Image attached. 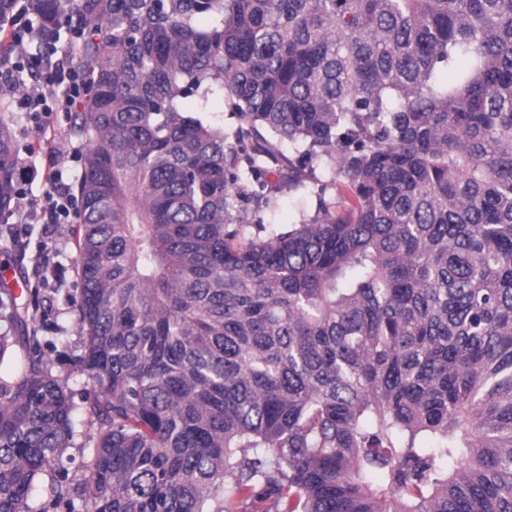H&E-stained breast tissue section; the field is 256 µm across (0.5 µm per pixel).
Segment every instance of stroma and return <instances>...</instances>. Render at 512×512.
I'll return each instance as SVG.
<instances>
[{"label":"stroma","instance_id":"35a3bbf8","mask_svg":"<svg viewBox=\"0 0 512 512\" xmlns=\"http://www.w3.org/2000/svg\"><path fill=\"white\" fill-rule=\"evenodd\" d=\"M0 120L8 124L13 146L17 153L27 148H41L60 155H70L80 142L71 132V115L58 114L48 127L35 128L29 117L22 112H8L0 107ZM316 209L315 189L284 193L279 204L273 209H261L258 218L266 226L284 230L288 225L311 218ZM32 244L26 250H18L0 242V264H7L16 270L29 290L38 292L43 308L51 316L44 324L39 339L54 375L67 381L73 394L74 403H81L83 388L78 376L75 359L83 352V333L77 323L76 299L79 295L80 280L77 272V248L75 224H61L52 238L41 240L32 235ZM44 243L50 259L61 265L62 286L44 283L36 272V243ZM95 425L86 417L78 416L75 435L65 450L69 460L68 480L72 486H80L92 460Z\"/></svg>","mask_w":512,"mask_h":512}]
</instances>
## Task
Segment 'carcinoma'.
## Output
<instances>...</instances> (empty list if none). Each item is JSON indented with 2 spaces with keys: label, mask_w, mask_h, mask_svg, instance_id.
Instances as JSON below:
<instances>
[{
  "label": "carcinoma",
  "mask_w": 512,
  "mask_h": 512,
  "mask_svg": "<svg viewBox=\"0 0 512 512\" xmlns=\"http://www.w3.org/2000/svg\"><path fill=\"white\" fill-rule=\"evenodd\" d=\"M78 39L79 376L0 299V512H512V0H0ZM223 93L238 124L210 120ZM286 141L291 153L279 151ZM332 177L349 215L247 235ZM276 176L270 180V176ZM20 173L0 120V221ZM76 416L75 435L64 455L70 462L68 482L74 487L80 486L84 481L86 470L92 460L93 437L96 433V425L82 414L81 409H78Z\"/></svg>",
  "instance_id": "obj_1"
}]
</instances>
